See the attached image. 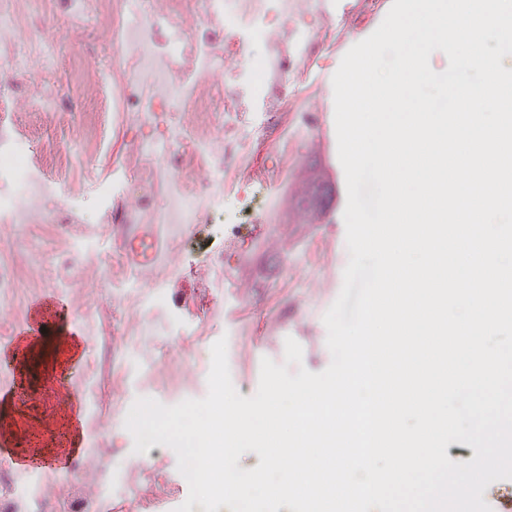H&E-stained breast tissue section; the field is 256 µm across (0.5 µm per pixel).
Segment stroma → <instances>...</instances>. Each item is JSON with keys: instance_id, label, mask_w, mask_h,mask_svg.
I'll use <instances>...</instances> for the list:
<instances>
[{"instance_id": "1", "label": "stroma", "mask_w": 512, "mask_h": 512, "mask_svg": "<svg viewBox=\"0 0 512 512\" xmlns=\"http://www.w3.org/2000/svg\"><path fill=\"white\" fill-rule=\"evenodd\" d=\"M359 2L314 0L304 14L266 33L232 13L220 17L245 43L233 63L236 84L258 91L269 74L268 42L287 40L295 27L322 41L314 61L295 70L284 91L286 101L313 106L311 127L299 134V113H278L274 139L246 144L256 171L275 162L278 177L225 190L206 218L180 231L161 227L166 260L144 276L110 274L123 232L99 216L98 188L113 160L128 158V140L110 133L101 145L73 137V130L93 122L91 112L54 118L24 113V122L56 138L74 158L72 183L59 186L47 209L83 215L84 223L0 224V261L17 288L10 311H0V384L8 390L0 400V466L26 479L57 478L79 434L81 461L108 448L113 466L138 473L158 461L171 479L175 452L155 445L135 453L125 419L140 397L167 406L204 398L217 340L227 341L231 379L244 397L258 388L262 358L283 362L286 338L303 349L301 366H290V373L302 367L318 373L330 365L323 317L341 291L349 260L332 78L348 48L370 36L392 5L376 0L371 14L347 24ZM312 167L324 182V207L320 220L300 224L294 193ZM134 316L154 326V335H124ZM22 323L30 335L16 336ZM172 367L185 380L177 397L151 376Z\"/></svg>"}]
</instances>
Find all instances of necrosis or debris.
Instances as JSON below:
<instances>
[{
    "mask_svg": "<svg viewBox=\"0 0 512 512\" xmlns=\"http://www.w3.org/2000/svg\"><path fill=\"white\" fill-rule=\"evenodd\" d=\"M228 2L238 16L264 25L305 8L304 0H0V223L52 219L41 202L57 185L44 180L39 167L24 163L28 137L17 123L24 108L53 113L74 106L60 93L62 65L41 35L49 15L65 36L95 25L99 52H75L62 67L99 111L114 113L117 128L131 142H149L148 150L137 154L138 179L122 187L136 204L126 223H194L216 194L215 175L237 174L250 165L241 147L244 93L225 67L242 44L217 21ZM318 51L304 30L292 31L288 43L269 44V111H281L289 73ZM162 190L170 204L159 219L152 200ZM98 456V462L77 465L52 484L0 470V512H110L117 488L151 502L183 489L165 479L137 483L127 471L113 469L111 449H99Z\"/></svg>",
    "mask_w": 512,
    "mask_h": 512,
    "instance_id": "obj_1",
    "label": "necrosis or debris"
}]
</instances>
